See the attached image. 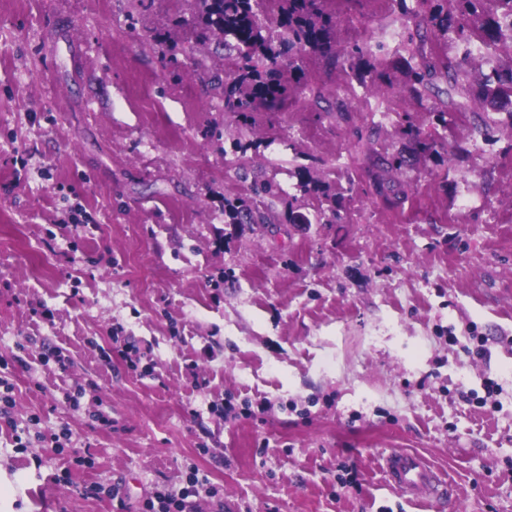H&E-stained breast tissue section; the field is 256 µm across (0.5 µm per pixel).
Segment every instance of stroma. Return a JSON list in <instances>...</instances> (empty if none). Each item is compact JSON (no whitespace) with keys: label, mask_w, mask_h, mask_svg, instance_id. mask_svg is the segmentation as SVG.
Here are the masks:
<instances>
[{"label":"stroma","mask_w":512,"mask_h":512,"mask_svg":"<svg viewBox=\"0 0 512 512\" xmlns=\"http://www.w3.org/2000/svg\"><path fill=\"white\" fill-rule=\"evenodd\" d=\"M341 14L340 49L397 24L389 0ZM189 16L187 0H0V512H136L194 473L199 512H512V131L473 130V111L496 115L478 72L448 135L460 158L411 162L390 211L368 150L408 119L439 131L400 72L345 122L342 73L311 60L312 94L244 126L212 80L221 54L200 70L182 51ZM231 134L255 149L225 159ZM300 165L330 188L349 169L343 223L315 216ZM254 176L284 190L267 224L225 223ZM228 402L271 408L230 420ZM395 448L447 492L407 500Z\"/></svg>","instance_id":"35a3bbf8"}]
</instances>
